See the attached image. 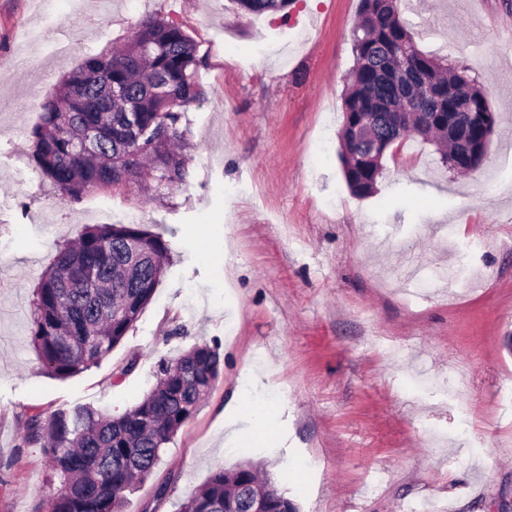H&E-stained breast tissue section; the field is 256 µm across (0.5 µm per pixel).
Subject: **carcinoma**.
I'll list each match as a JSON object with an SVG mask.
<instances>
[{"instance_id": "1", "label": "carcinoma", "mask_w": 512, "mask_h": 512, "mask_svg": "<svg viewBox=\"0 0 512 512\" xmlns=\"http://www.w3.org/2000/svg\"><path fill=\"white\" fill-rule=\"evenodd\" d=\"M249 15L281 13L293 0H232ZM353 30L354 64L342 102V121L382 118L395 130L386 148L407 137L448 145L441 163L453 171L482 170L496 116L488 93L465 68L422 52L401 15V0H359ZM201 59L194 40L164 19L142 21L120 52L104 50L63 80L42 107L32 131L33 159L61 198L78 201L95 191L139 181L149 166L154 189L181 186L187 157L180 119L206 92L197 80ZM118 85L114 101L104 89ZM402 99L415 101L403 114ZM93 132L99 153L81 147ZM341 128L343 176L357 197L371 195L382 161L365 165ZM168 244L125 224L88 227L74 245L58 248L34 290L32 344L47 372L65 380L100 364L122 341L152 300L168 264ZM221 377L217 350L195 345L159 365L156 385L118 415L91 405L59 410L44 422L28 417L22 443L38 444L62 493L53 512H123L158 466L164 446L197 414ZM266 494L272 512H298L275 484L259 477L248 460L219 468L177 512H245L240 496Z\"/></svg>"}]
</instances>
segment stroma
<instances>
[{
    "label": "stroma",
    "mask_w": 512,
    "mask_h": 512,
    "mask_svg": "<svg viewBox=\"0 0 512 512\" xmlns=\"http://www.w3.org/2000/svg\"><path fill=\"white\" fill-rule=\"evenodd\" d=\"M358 4L295 0L284 21L230 0H0V512H50L59 489L26 417L120 414L197 344L223 376L125 512H176L247 459L299 512H512V0H402L419 49L466 68L498 121L480 173L408 138L367 197L339 157ZM149 16L203 60L186 182L63 201L32 159L41 104ZM96 224L161 235L169 265L112 353L59 380L30 343L33 290Z\"/></svg>",
    "instance_id": "stroma-1"
}]
</instances>
